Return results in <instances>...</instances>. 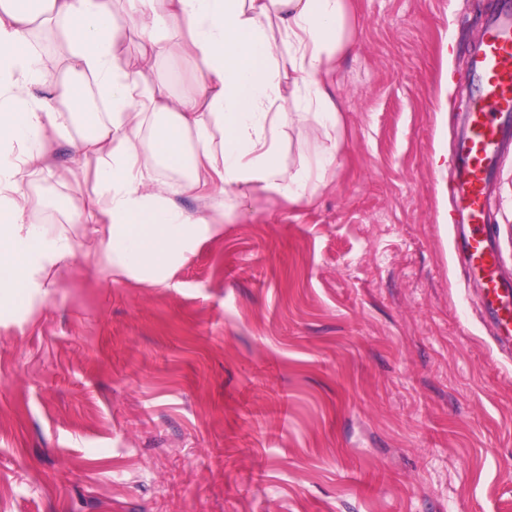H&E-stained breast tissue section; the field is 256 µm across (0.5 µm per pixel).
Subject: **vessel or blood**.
Here are the masks:
<instances>
[{
	"label": "vessel or blood",
	"instance_id": "obj_1",
	"mask_svg": "<svg viewBox=\"0 0 512 512\" xmlns=\"http://www.w3.org/2000/svg\"><path fill=\"white\" fill-rule=\"evenodd\" d=\"M477 92L467 118V133L453 163L461 176L459 206L470 224L461 238L482 300L497 330L503 351L512 350V283L485 236L487 185L493 172L504 116L512 113V11L494 13L473 59Z\"/></svg>",
	"mask_w": 512,
	"mask_h": 512
}]
</instances>
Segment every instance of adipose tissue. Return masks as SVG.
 Masks as SVG:
<instances>
[{
	"instance_id": "obj_1",
	"label": "adipose tissue",
	"mask_w": 512,
	"mask_h": 512,
	"mask_svg": "<svg viewBox=\"0 0 512 512\" xmlns=\"http://www.w3.org/2000/svg\"><path fill=\"white\" fill-rule=\"evenodd\" d=\"M126 2L139 39L134 72L119 53L115 0H0V315L66 280L78 257L115 284L168 285L223 232V197L308 202L316 171L336 161L339 109L325 78L345 45L347 0ZM37 23L63 33L59 74L37 63ZM175 55L200 64L176 98L148 77ZM90 78L110 109L72 137ZM286 125L299 138L324 139L316 164L282 165ZM60 140L75 164L55 170L46 155ZM88 174L95 188L72 211L89 227L83 240L32 222L37 204L24 183ZM179 197L195 209L177 206Z\"/></svg>"
}]
</instances>
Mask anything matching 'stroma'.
<instances>
[{"label":"stroma","instance_id":"35a3bbf8","mask_svg":"<svg viewBox=\"0 0 512 512\" xmlns=\"http://www.w3.org/2000/svg\"><path fill=\"white\" fill-rule=\"evenodd\" d=\"M502 4L348 0L312 201L252 194L168 286L78 260L0 318V512H512V359L444 162ZM25 190L84 233L74 186ZM488 204L512 277L511 138Z\"/></svg>","mask_w":512,"mask_h":512}]
</instances>
